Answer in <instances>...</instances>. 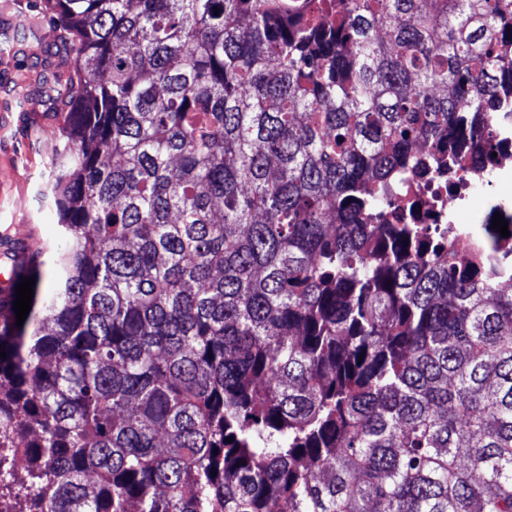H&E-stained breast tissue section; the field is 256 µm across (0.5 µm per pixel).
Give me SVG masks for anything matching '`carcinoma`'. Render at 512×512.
I'll return each mask as SVG.
<instances>
[{"label": "carcinoma", "instance_id": "obj_1", "mask_svg": "<svg viewBox=\"0 0 512 512\" xmlns=\"http://www.w3.org/2000/svg\"><path fill=\"white\" fill-rule=\"evenodd\" d=\"M53 9L63 247L0 286V503L20 454L38 512H512L500 232L377 223L498 122L512 0Z\"/></svg>", "mask_w": 512, "mask_h": 512}]
</instances>
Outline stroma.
Instances as JSON below:
<instances>
[{
	"mask_svg": "<svg viewBox=\"0 0 512 512\" xmlns=\"http://www.w3.org/2000/svg\"><path fill=\"white\" fill-rule=\"evenodd\" d=\"M42 34L41 48L0 54V234H14L29 225L52 251L59 240L56 209L44 194L48 158L27 130L47 114L49 106L37 89L46 72L61 69L63 58L52 51L53 27L43 24ZM503 199H512L511 183L498 182L474 193L460 213V223L482 224L493 205Z\"/></svg>",
	"mask_w": 512,
	"mask_h": 512,
	"instance_id": "stroma-1",
	"label": "stroma"
}]
</instances>
